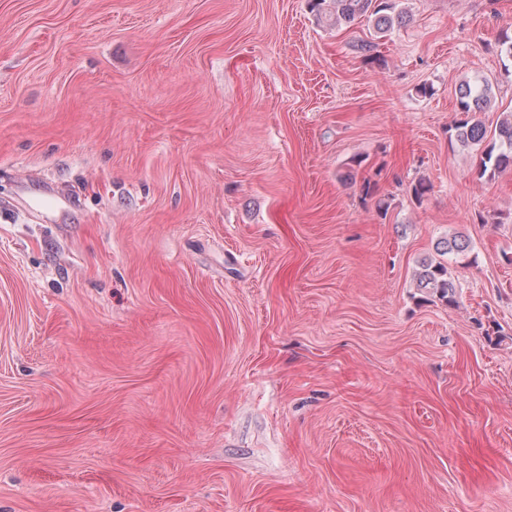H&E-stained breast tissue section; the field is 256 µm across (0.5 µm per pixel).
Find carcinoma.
Here are the masks:
<instances>
[{
	"label": "carcinoma",
	"mask_w": 512,
	"mask_h": 512,
	"mask_svg": "<svg viewBox=\"0 0 512 512\" xmlns=\"http://www.w3.org/2000/svg\"><path fill=\"white\" fill-rule=\"evenodd\" d=\"M309 9L318 22L326 26H351L361 19L373 23V38L359 40L354 51L364 59L374 58L379 40L406 22L407 14L397 9L396 0H309ZM457 100L463 117L449 129L450 138L463 147L485 145L480 152L478 175L490 179L512 169V113H504L498 120L493 135L476 114L486 112L492 104V86L485 77H477L459 86ZM468 242L457 237L438 242L440 255H460L467 251ZM417 287L425 288L438 300L447 304L456 302L458 284L452 277L448 263L426 259L417 271Z\"/></svg>",
	"instance_id": "cac0c4a2"
}]
</instances>
